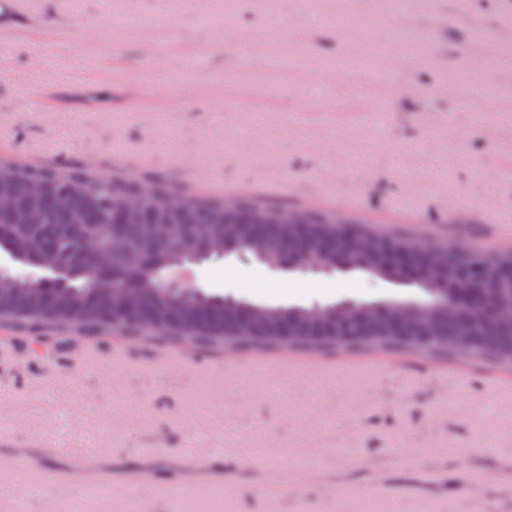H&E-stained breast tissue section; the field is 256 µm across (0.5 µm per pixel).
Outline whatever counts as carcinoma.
I'll return each mask as SVG.
<instances>
[{
    "label": "carcinoma",
    "instance_id": "1",
    "mask_svg": "<svg viewBox=\"0 0 512 512\" xmlns=\"http://www.w3.org/2000/svg\"><path fill=\"white\" fill-rule=\"evenodd\" d=\"M139 185L135 178L92 177L69 166L0 163V197L8 201L0 211V251L48 272L30 278L0 267V323L62 336L189 341L206 351L231 344L249 350L378 347L450 355L465 346L477 358L512 364V326L498 317L499 310L512 307V250L493 260L496 290L486 313L474 318L464 308L440 307L438 300L445 288L474 283L476 255L445 245L420 251L407 238L342 227L286 205L279 206L282 219L268 224L266 208L251 201L226 204L160 185L137 212L122 210V200ZM352 234L371 237L372 251H351ZM88 239L107 251L95 278L81 271L83 264H97L96 255L83 251ZM176 241L184 248L180 255L172 250ZM226 246L288 268L305 251L320 248L330 269H358L396 281L411 277L431 300L399 307L351 301L265 307L204 293L188 299L161 283L170 265L217 257V249ZM438 264L440 277H423L425 268ZM426 311L432 336L411 328Z\"/></svg>",
    "mask_w": 512,
    "mask_h": 512
}]
</instances>
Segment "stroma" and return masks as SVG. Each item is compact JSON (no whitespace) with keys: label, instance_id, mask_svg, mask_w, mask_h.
<instances>
[{"label":"stroma","instance_id":"35a3bbf8","mask_svg":"<svg viewBox=\"0 0 512 512\" xmlns=\"http://www.w3.org/2000/svg\"><path fill=\"white\" fill-rule=\"evenodd\" d=\"M11 0L0 159L288 204L493 257L512 0ZM272 307L423 301L362 271L192 265ZM0 512H512V369L400 350L0 334Z\"/></svg>","mask_w":512,"mask_h":512}]
</instances>
